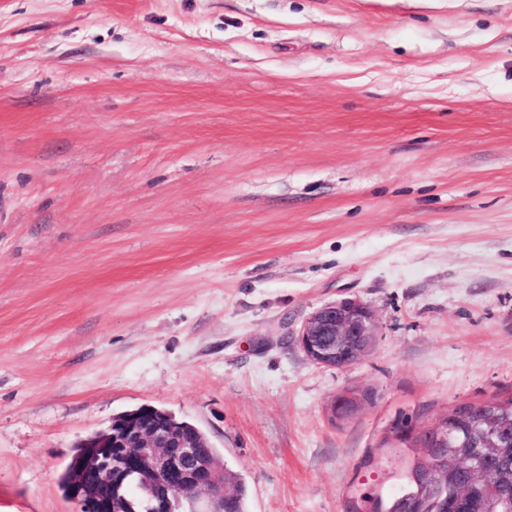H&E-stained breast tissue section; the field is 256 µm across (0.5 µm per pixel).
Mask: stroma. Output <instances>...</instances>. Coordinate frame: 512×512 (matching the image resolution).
Segmentation results:
<instances>
[{
	"label": "stroma",
	"instance_id": "1",
	"mask_svg": "<svg viewBox=\"0 0 512 512\" xmlns=\"http://www.w3.org/2000/svg\"><path fill=\"white\" fill-rule=\"evenodd\" d=\"M348 299L372 351L312 362ZM494 396L512 0H0V512H77L74 445L142 405L249 512H373L395 424ZM377 329L370 307L351 299L324 305L310 313L297 336L311 361L341 368L371 352ZM367 399V394L363 392L343 391L336 396L333 401L330 413L336 420H346L355 415L363 406Z\"/></svg>",
	"mask_w": 512,
	"mask_h": 512
}]
</instances>
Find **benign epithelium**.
Returning a JSON list of instances; mask_svg holds the SVG:
<instances>
[{
  "label": "benign epithelium",
  "instance_id": "benign-epithelium-1",
  "mask_svg": "<svg viewBox=\"0 0 512 512\" xmlns=\"http://www.w3.org/2000/svg\"><path fill=\"white\" fill-rule=\"evenodd\" d=\"M298 336L311 361L341 368L371 352L377 324L367 304L351 299L310 313ZM366 399L363 392L345 390L333 401L331 416L349 419ZM153 411L151 406H141L116 427L98 430L79 441L86 452L70 459L69 468L71 499L81 506V512H135L125 492L131 472L138 474L149 494L150 512H224V499L230 495V488L224 485L220 468L203 453L205 440L198 432L170 421H144V417L153 416ZM452 433L445 415L421 432L396 425L391 438L446 446ZM468 438L477 451L431 462L424 474L425 488L440 489L453 477L457 495L466 498L473 484L492 485L499 481L498 471L488 465L489 453L485 452L487 448L500 447L493 417L477 416Z\"/></svg>",
  "mask_w": 512,
  "mask_h": 512
}]
</instances>
